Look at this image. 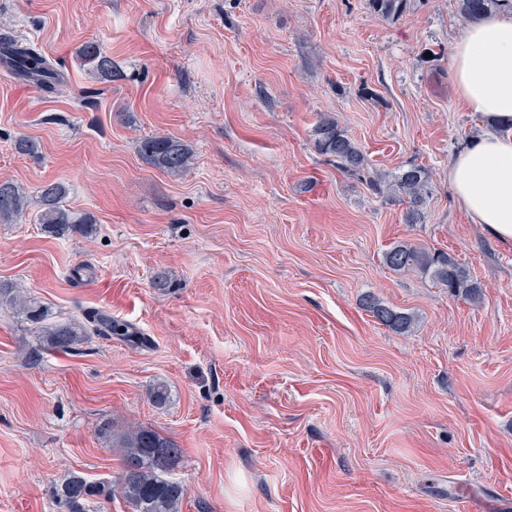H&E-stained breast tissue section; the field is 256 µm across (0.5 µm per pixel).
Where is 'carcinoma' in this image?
<instances>
[{
  "label": "carcinoma",
  "mask_w": 512,
  "mask_h": 512,
  "mask_svg": "<svg viewBox=\"0 0 512 512\" xmlns=\"http://www.w3.org/2000/svg\"><path fill=\"white\" fill-rule=\"evenodd\" d=\"M404 0H370L375 12L389 16L402 7ZM511 9L512 0H458L460 16L475 21L487 15L493 8ZM3 55L9 59L12 75L34 83L43 89H53L61 81V75L42 55L18 47L11 42L0 45ZM80 65L87 73L100 81L112 82L121 77L100 45L94 41L83 43L76 51ZM315 143L319 152L336 160V166L344 171H355L363 166L365 157L336 119L323 116L315 129ZM141 156L152 166L176 175L192 163V150L182 141L170 136H154L141 141ZM374 188L387 198L406 205L405 221L415 224L421 220L430 194L428 171L421 166H411L390 177L374 180ZM68 194L62 182H51L38 191L39 209L35 223L53 237L71 234L89 236L96 230V222L88 214L77 213L65 205ZM30 201L25 190L10 180H0V224H13L24 217ZM383 263L397 272H417L448 289L452 295L459 293L476 299L482 289L475 282L469 269L448 253L398 241L383 253ZM9 302L25 313L33 322H40L45 314L35 301L16 293ZM366 311L380 324L395 333L404 334L415 323L413 315L397 311L373 295L363 299ZM85 320L96 336H119L124 339L137 335L127 322L109 316L99 310L85 312ZM49 345L70 351L86 336V328L80 324L62 323L44 329ZM121 454V468L112 480L90 482L77 472L68 473L54 485L52 500L67 506L69 512H85L91 498L109 499L117 491L129 503L132 512H180L186 494L184 484L171 477L179 464L181 448L172 439L149 428L129 430L116 437Z\"/></svg>",
  "instance_id": "carcinoma-1"
}]
</instances>
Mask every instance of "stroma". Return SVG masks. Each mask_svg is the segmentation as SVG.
I'll return each mask as SVG.
<instances>
[{
  "mask_svg": "<svg viewBox=\"0 0 512 512\" xmlns=\"http://www.w3.org/2000/svg\"><path fill=\"white\" fill-rule=\"evenodd\" d=\"M466 26L457 0L389 17L368 0H0V33L62 74L47 94L0 66V180L32 197L64 182L96 221L61 238L0 224V283L44 324L98 309L140 334L55 350L0 303V512H58L51 486L111 479L113 433L139 427L182 450L180 512H457L463 490L481 512L512 504V246L448 184L484 127L451 81ZM92 40L120 79L77 63ZM324 113L362 169L317 151ZM157 135L191 148L187 171L141 157ZM414 165L431 195L408 224L371 182ZM397 241L454 256L480 299L386 267ZM367 294L413 330L378 323Z\"/></svg>",
  "mask_w": 512,
  "mask_h": 512,
  "instance_id": "stroma-1",
  "label": "stroma"
}]
</instances>
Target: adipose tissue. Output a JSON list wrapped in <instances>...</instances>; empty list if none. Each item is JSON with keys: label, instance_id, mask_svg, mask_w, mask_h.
Wrapping results in <instances>:
<instances>
[{"label": "adipose tissue", "instance_id": "1", "mask_svg": "<svg viewBox=\"0 0 512 512\" xmlns=\"http://www.w3.org/2000/svg\"><path fill=\"white\" fill-rule=\"evenodd\" d=\"M450 63L456 93L487 122L448 168V182L474 223L512 244V13L485 16L454 42Z\"/></svg>", "mask_w": 512, "mask_h": 512}]
</instances>
